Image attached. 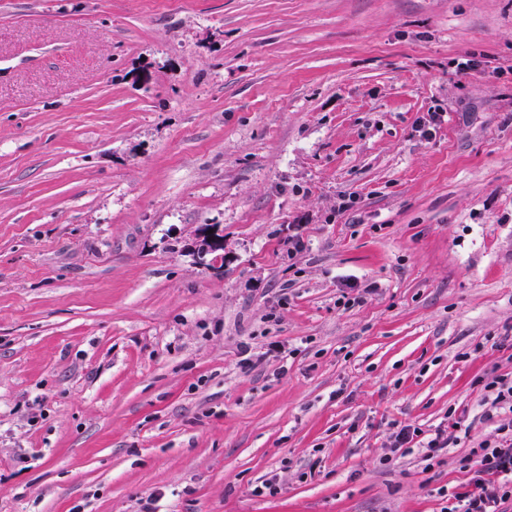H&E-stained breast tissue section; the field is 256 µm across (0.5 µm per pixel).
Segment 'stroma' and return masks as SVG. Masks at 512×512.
I'll list each match as a JSON object with an SVG mask.
<instances>
[{"mask_svg": "<svg viewBox=\"0 0 512 512\" xmlns=\"http://www.w3.org/2000/svg\"><path fill=\"white\" fill-rule=\"evenodd\" d=\"M510 336L512 0H0V512H440ZM455 412V409H449L448 415H446V425L445 422H440L434 428L428 430H423L421 427L413 425H395L396 430L390 435L389 453L381 458V465L391 466L397 464L407 454L413 453L414 448L420 453L422 461L428 462L425 465L426 467H433V461L439 463L441 457L448 455L449 449L454 448L461 438H468L470 436L472 422L465 425L466 419L464 415L455 418ZM447 419L453 421L451 427L456 433H463V437L456 433L448 434Z\"/></svg>", "mask_w": 512, "mask_h": 512, "instance_id": "1", "label": "stroma"}]
</instances>
